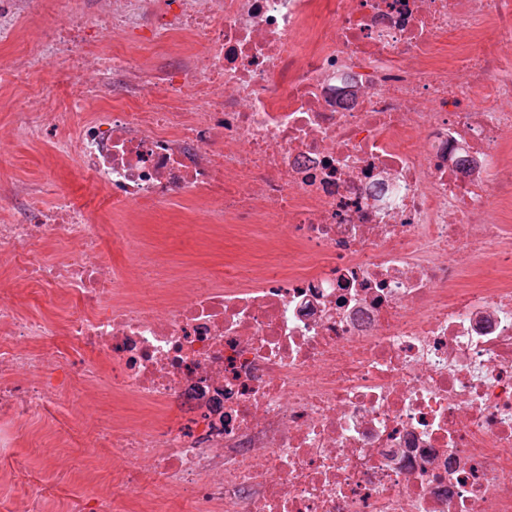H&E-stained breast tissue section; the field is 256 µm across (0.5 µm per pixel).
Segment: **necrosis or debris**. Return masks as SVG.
<instances>
[{"label": "necrosis or debris", "mask_w": 512, "mask_h": 512, "mask_svg": "<svg viewBox=\"0 0 512 512\" xmlns=\"http://www.w3.org/2000/svg\"><path fill=\"white\" fill-rule=\"evenodd\" d=\"M50 9L0 86L96 81L15 135L248 256L177 287L137 225L13 181L0 512H512V0H0V41ZM99 396L144 411L84 426ZM89 78V75L65 68L47 67L42 70L28 71L20 81L1 88L0 86V132L6 133L12 120L14 103L45 85L54 84L60 93L76 87Z\"/></svg>", "instance_id": "necrosis-or-debris-1"}]
</instances>
